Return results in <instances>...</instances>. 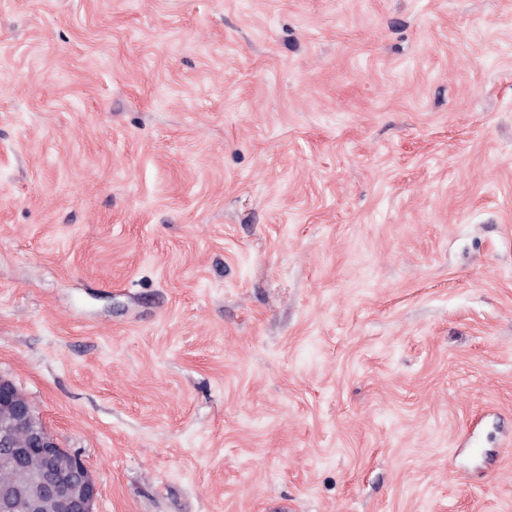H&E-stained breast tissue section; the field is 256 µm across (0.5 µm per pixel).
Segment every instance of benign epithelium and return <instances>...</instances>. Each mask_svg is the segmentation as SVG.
<instances>
[{"instance_id":"benign-epithelium-1","label":"benign epithelium","mask_w":512,"mask_h":512,"mask_svg":"<svg viewBox=\"0 0 512 512\" xmlns=\"http://www.w3.org/2000/svg\"><path fill=\"white\" fill-rule=\"evenodd\" d=\"M0 512H96L98 485L61 447L29 398L0 376Z\"/></svg>"}]
</instances>
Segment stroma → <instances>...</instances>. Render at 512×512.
Instances as JSON below:
<instances>
[{
  "mask_svg": "<svg viewBox=\"0 0 512 512\" xmlns=\"http://www.w3.org/2000/svg\"><path fill=\"white\" fill-rule=\"evenodd\" d=\"M0 375L96 512H512V0H0Z\"/></svg>",
  "mask_w": 512,
  "mask_h": 512,
  "instance_id": "1",
  "label": "stroma"
}]
</instances>
